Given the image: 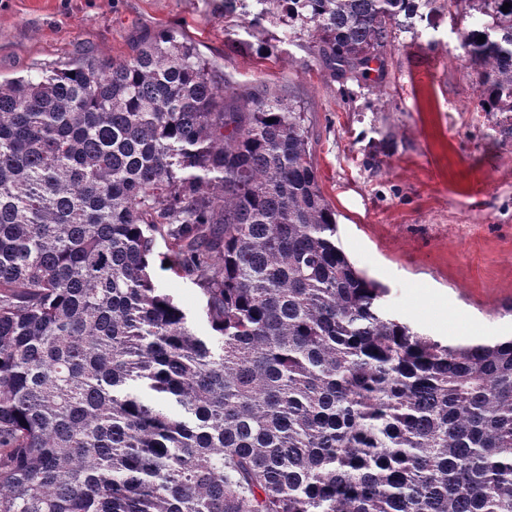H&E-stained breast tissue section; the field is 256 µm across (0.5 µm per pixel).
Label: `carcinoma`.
<instances>
[{
    "mask_svg": "<svg viewBox=\"0 0 512 512\" xmlns=\"http://www.w3.org/2000/svg\"><path fill=\"white\" fill-rule=\"evenodd\" d=\"M221 2L357 81L437 10ZM456 6L511 139L512 0ZM336 231L297 102L173 31L0 81V512H512V337L387 314ZM159 239L211 335L155 285Z\"/></svg>",
    "mask_w": 512,
    "mask_h": 512,
    "instance_id": "cac0c4a2",
    "label": "carcinoma"
}]
</instances>
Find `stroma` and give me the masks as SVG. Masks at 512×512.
Returning a JSON list of instances; mask_svg holds the SVG:
<instances>
[{"instance_id":"35a3bbf8","label":"stroma","mask_w":512,"mask_h":512,"mask_svg":"<svg viewBox=\"0 0 512 512\" xmlns=\"http://www.w3.org/2000/svg\"><path fill=\"white\" fill-rule=\"evenodd\" d=\"M462 28L446 5L396 31L382 74L334 81L308 36L281 41L276 23L245 33L221 0H0V81L177 30L235 89L299 102L340 245L385 287L388 314L448 341L511 336L512 139L478 106ZM154 280L207 333L198 289L159 269Z\"/></svg>"}]
</instances>
